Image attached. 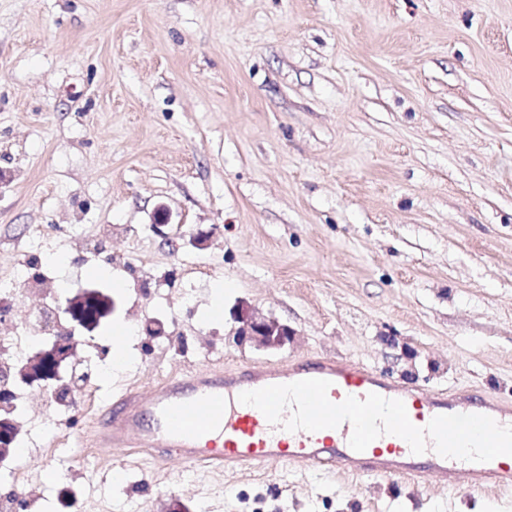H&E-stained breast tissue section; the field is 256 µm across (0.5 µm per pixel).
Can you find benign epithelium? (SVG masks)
<instances>
[{
	"instance_id": "7a95c632",
	"label": "benign epithelium",
	"mask_w": 512,
	"mask_h": 512,
	"mask_svg": "<svg viewBox=\"0 0 512 512\" xmlns=\"http://www.w3.org/2000/svg\"><path fill=\"white\" fill-rule=\"evenodd\" d=\"M169 218L164 210H159L153 232L163 238L172 249L180 248V238L169 233ZM117 309L115 299H104L98 314L90 317L83 313L79 300L68 295L59 303L60 313L67 318L70 331L91 334L98 325L109 319ZM238 327L235 331L239 343H250L262 350H277L294 336V331L276 319L267 318L247 302L241 301L233 312ZM78 341L74 338L66 341L55 336L43 340L28 359L15 367L16 387L19 389L41 391L60 381L65 376L74 357ZM20 435V428L10 419L0 420V471H7L13 461L11 448Z\"/></svg>"
}]
</instances>
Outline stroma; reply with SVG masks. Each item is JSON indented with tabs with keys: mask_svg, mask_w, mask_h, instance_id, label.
<instances>
[{
	"mask_svg": "<svg viewBox=\"0 0 512 512\" xmlns=\"http://www.w3.org/2000/svg\"><path fill=\"white\" fill-rule=\"evenodd\" d=\"M161 206L179 250L151 230ZM91 237L110 270L85 261ZM52 251L57 287L120 301L80 346L105 361L113 326L136 329L99 415L188 366L323 355L512 404V0H0V281ZM242 301L292 340L237 345ZM22 455L32 512H512V494L429 471L272 462L187 485L142 452L107 504L82 464L54 481L44 452Z\"/></svg>",
	"mask_w": 512,
	"mask_h": 512,
	"instance_id": "1",
	"label": "stroma"
}]
</instances>
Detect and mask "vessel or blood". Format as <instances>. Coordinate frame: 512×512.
Returning <instances> with one entry per match:
<instances>
[{
  "label": "vessel or blood",
  "instance_id": "obj_1",
  "mask_svg": "<svg viewBox=\"0 0 512 512\" xmlns=\"http://www.w3.org/2000/svg\"><path fill=\"white\" fill-rule=\"evenodd\" d=\"M313 378L330 381L328 398L336 404L371 393L401 400L418 427L438 415L471 413L512 425L510 405L478 399L465 391L448 393L389 380L374 367L324 357L277 366L244 364L227 369L214 365L176 372L146 390L127 393L106 417L94 420L81 443L103 448L116 459L142 449L161 465L175 458L187 468L206 465L218 471L278 462L389 480L412 479L428 469L453 489L492 487L512 492V456L461 469L454 459L431 449L418 457L404 439L390 434L357 452L349 445L350 423L316 432H289L270 424L258 408L237 400L244 391Z\"/></svg>",
  "mask_w": 512,
  "mask_h": 512
}]
</instances>
